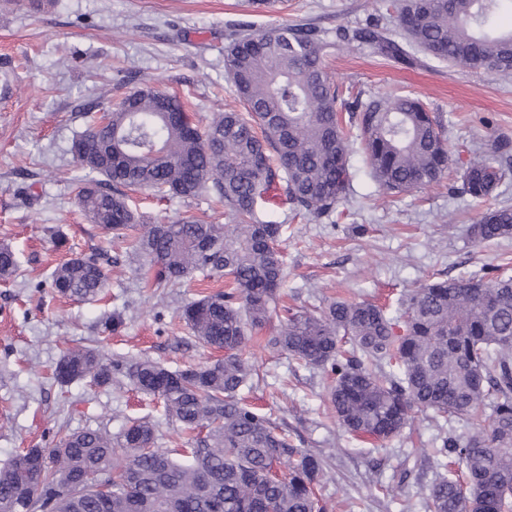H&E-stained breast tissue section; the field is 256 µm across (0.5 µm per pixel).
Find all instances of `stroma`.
<instances>
[{
    "label": "stroma",
    "mask_w": 512,
    "mask_h": 512,
    "mask_svg": "<svg viewBox=\"0 0 512 512\" xmlns=\"http://www.w3.org/2000/svg\"><path fill=\"white\" fill-rule=\"evenodd\" d=\"M253 28L307 23L335 34L369 22L392 25L379 0H284L265 12L250 0H27L0 7V245L19 269L0 279V464L22 448L52 446L59 433L102 427L122 431L129 419L160 424L158 445L180 432L152 398L122 383L62 384L54 369L66 349L99 347L105 362L150 357L170 368L217 359L180 318L184 305L223 290L194 273L174 288H153L128 264L125 244L110 243L76 203L82 176L72 144L87 113L100 114L129 94L153 87L183 99L194 121L242 110L225 67L229 23ZM344 92L368 99L391 93L425 101L445 127L453 158L447 179L393 197L379 195L361 156H353L348 202L332 218L269 209L285 224L287 302L324 305L339 297L382 299L433 277L459 279L500 265L512 272V238L475 241L479 209L456 192L463 164L491 145L512 146V74L471 70L421 56L418 64L375 54L352 42L328 58ZM129 196L149 223L186 216L220 224L224 208L208 195L159 200ZM97 258L108 275L96 299L72 301L50 287L52 273L75 256ZM254 336L248 356L259 377L248 397L287 423L297 447L322 456L315 491L325 512H427L439 475L428 459L439 433L431 413L412 412L379 452L337 422L329 380Z\"/></svg>",
    "instance_id": "35a3bbf8"
}]
</instances>
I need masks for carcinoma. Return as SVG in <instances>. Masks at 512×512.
<instances>
[{"instance_id": "obj_1", "label": "carcinoma", "mask_w": 512, "mask_h": 512, "mask_svg": "<svg viewBox=\"0 0 512 512\" xmlns=\"http://www.w3.org/2000/svg\"><path fill=\"white\" fill-rule=\"evenodd\" d=\"M405 41L379 24L339 31L330 41L297 25L242 29L224 47L228 73L247 114L226 111L201 129L184 104L140 88L112 104L76 139L84 172L77 203L92 223L123 239L138 230L128 261H144L151 286L170 288L196 271L231 288L184 306L180 318L205 348L224 357L171 370L143 358L109 366L91 347L67 350L59 382L104 386L124 377L162 400L189 432L175 448L156 447L157 424L133 420L117 435L105 428L66 433L52 448H27L0 465L3 512H321L315 486L324 459L294 447L288 429L243 402L257 370L244 351L279 311L285 225L265 216L285 183L288 209L315 218L347 202L351 156L360 141L382 195L438 183L450 163L442 125L423 103L390 95L348 103L327 71L330 50L356 41L408 64L416 46L430 58L468 69L512 73V29L489 30L512 0H392ZM506 173L497 153L469 161L458 192L481 204ZM161 197L212 194L225 224L187 217L146 224L125 189ZM479 242L512 237V206L487 208L471 226ZM18 259L0 245V278ZM55 291L90 300L105 288L94 258L72 257L53 273ZM397 315L366 300L286 308L269 344L327 371L339 424L352 436L384 443L399 436L410 411L446 422L489 409L466 436L440 437L437 455L461 465L429 489L430 512H512V277L435 278L398 299Z\"/></svg>"}]
</instances>
